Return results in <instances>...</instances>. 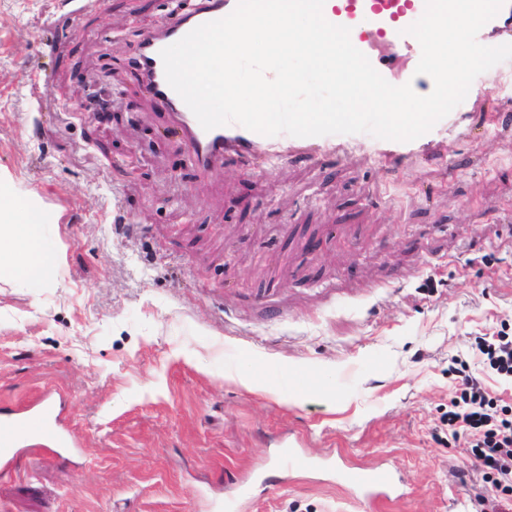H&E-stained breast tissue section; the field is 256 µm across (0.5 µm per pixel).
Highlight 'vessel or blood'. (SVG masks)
<instances>
[{"label":"vessel or blood","instance_id":"b4317fda","mask_svg":"<svg viewBox=\"0 0 512 512\" xmlns=\"http://www.w3.org/2000/svg\"><path fill=\"white\" fill-rule=\"evenodd\" d=\"M237 0H193L191 7L148 31L135 52L138 77L145 92L160 104L170 117L167 134L186 147L190 161L202 173L211 172L223 162L225 153L249 155L262 151L279 157L291 135L264 136L238 124L204 130L195 115L169 86L160 56L162 49L180 40L197 26L230 14ZM425 0H325L323 14L336 25L348 27L352 44L368 55L380 74H387L384 58L373 52L375 44L395 48L412 61H419V42L406 29L424 13ZM478 40L488 46L512 43V0L479 32ZM62 398L48 397L35 405L0 417V471L9 472L20 448L45 447L51 450L73 447L68 430L60 420ZM352 484L373 492L387 489L393 482L389 468H363L350 476Z\"/></svg>","mask_w":512,"mask_h":512}]
</instances>
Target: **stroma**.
Returning a JSON list of instances; mask_svg holds the SVG:
<instances>
[{"mask_svg":"<svg viewBox=\"0 0 512 512\" xmlns=\"http://www.w3.org/2000/svg\"><path fill=\"white\" fill-rule=\"evenodd\" d=\"M191 0H0V173L49 205L53 288L0 282V415L64 395L78 451H21L0 512H475L501 498L444 415L512 333V62L410 157L225 155L200 173L136 76ZM105 115L81 111L91 93ZM243 371L251 393L229 381ZM294 395L295 403L285 402ZM307 468L286 469V450ZM388 463L366 499L343 472Z\"/></svg>","mask_w":512,"mask_h":512,"instance_id":"1","label":"stroma"}]
</instances>
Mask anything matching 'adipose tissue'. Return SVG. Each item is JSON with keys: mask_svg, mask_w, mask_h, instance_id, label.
<instances>
[{"mask_svg": "<svg viewBox=\"0 0 512 512\" xmlns=\"http://www.w3.org/2000/svg\"><path fill=\"white\" fill-rule=\"evenodd\" d=\"M42 221L35 200L15 198L7 178L0 175V281L23 280L44 287L57 283L61 263L57 251L41 245Z\"/></svg>", "mask_w": 512, "mask_h": 512, "instance_id": "1", "label": "adipose tissue"}]
</instances>
